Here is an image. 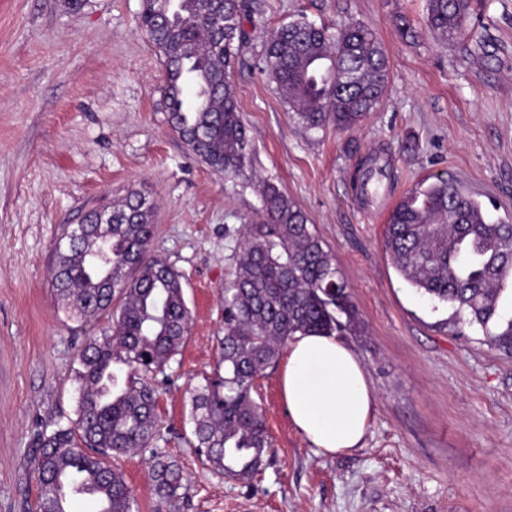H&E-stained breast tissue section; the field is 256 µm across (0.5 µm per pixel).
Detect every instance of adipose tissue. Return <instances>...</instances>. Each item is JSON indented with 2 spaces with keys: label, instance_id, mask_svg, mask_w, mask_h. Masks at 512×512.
I'll list each match as a JSON object with an SVG mask.
<instances>
[{
  "label": "adipose tissue",
  "instance_id": "obj_1",
  "mask_svg": "<svg viewBox=\"0 0 512 512\" xmlns=\"http://www.w3.org/2000/svg\"><path fill=\"white\" fill-rule=\"evenodd\" d=\"M288 416L316 454L361 447L375 410V393L355 351L334 336L296 335L279 376Z\"/></svg>",
  "mask_w": 512,
  "mask_h": 512
}]
</instances>
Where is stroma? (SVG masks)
I'll return each instance as SVG.
<instances>
[{"mask_svg": "<svg viewBox=\"0 0 512 512\" xmlns=\"http://www.w3.org/2000/svg\"><path fill=\"white\" fill-rule=\"evenodd\" d=\"M253 4L231 73L255 146L247 180L213 172L171 130L164 67L138 28L142 0H0V512H36L34 439L75 415L87 331L54 300L58 228L130 190L156 204L151 251L182 274L192 316L158 408V445L184 489L176 507L160 503L147 454L121 457L138 512H512V359L480 326L450 329L451 308L421 296L383 250L401 196L443 173L492 220L512 219V0H473L466 36L451 42L428 27L427 0ZM299 17L376 31L389 81L359 126L304 129L264 72L271 31ZM370 154L388 177L366 204L355 174ZM255 177L332 251L364 328L344 341L376 404L362 447L320 456L288 417L278 369L267 370L255 386L272 448L244 485L194 451L189 409L220 356L244 227L261 220Z\"/></svg>", "mask_w": 512, "mask_h": 512, "instance_id": "35a3bbf8", "label": "stroma"}]
</instances>
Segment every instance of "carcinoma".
<instances>
[{
	"label": "carcinoma",
	"mask_w": 512,
	"mask_h": 512,
	"mask_svg": "<svg viewBox=\"0 0 512 512\" xmlns=\"http://www.w3.org/2000/svg\"><path fill=\"white\" fill-rule=\"evenodd\" d=\"M218 19L203 0H143L140 26L165 65L162 104L188 150L226 177L246 176L254 146L230 80L246 44L250 0H223ZM471 0H427L430 28L443 40L463 33ZM264 71L291 117L308 130L358 125L376 110L388 82L386 53L375 32L349 23L332 34L304 19L274 31ZM262 221L245 228L233 279L224 285L222 356L193 390L194 447L216 471L250 482L271 448L254 383L298 334L357 335V307L332 252L307 215L277 185L263 181ZM154 203L138 191L112 205V225L93 223L71 250H55L53 292L83 324L112 319L77 357V418L44 426L35 439L38 512H69L68 502L93 485L109 505L97 512H136L137 503L111 459L149 453L156 496L173 504L183 475L155 445V373L178 354L191 312L182 275L150 250ZM383 246L396 271L421 294L454 309L456 323L483 328L500 317L512 278V224L490 220L483 204L438 177L408 191L391 210ZM112 272V284L105 282ZM491 347L512 357V319L486 332ZM126 366L124 377L113 373Z\"/></svg>",
	"instance_id": "carcinoma-1"
}]
</instances>
